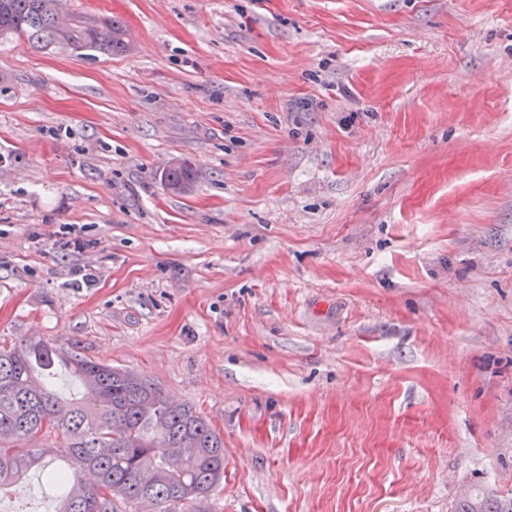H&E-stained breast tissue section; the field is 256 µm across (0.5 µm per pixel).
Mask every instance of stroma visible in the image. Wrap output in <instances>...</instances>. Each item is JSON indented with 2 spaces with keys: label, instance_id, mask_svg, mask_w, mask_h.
Segmentation results:
<instances>
[{
  "label": "stroma",
  "instance_id": "35a3bbf8",
  "mask_svg": "<svg viewBox=\"0 0 512 512\" xmlns=\"http://www.w3.org/2000/svg\"><path fill=\"white\" fill-rule=\"evenodd\" d=\"M68 8L132 49L0 43V347L193 405L224 438L205 512L511 493L512 0ZM60 495L37 470L0 512ZM192 168L187 159L177 161L170 166L164 175L165 185L171 190H181L191 182Z\"/></svg>",
  "mask_w": 512,
  "mask_h": 512
}]
</instances>
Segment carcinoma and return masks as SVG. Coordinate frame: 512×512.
Returning <instances> with one entry per match:
<instances>
[{"label":"carcinoma","mask_w":512,"mask_h":512,"mask_svg":"<svg viewBox=\"0 0 512 512\" xmlns=\"http://www.w3.org/2000/svg\"><path fill=\"white\" fill-rule=\"evenodd\" d=\"M25 38L42 49L77 55L126 52L125 28L110 17H77L61 25L55 0H0V40ZM186 159L169 167L165 185L191 182ZM81 385L79 398L54 389L55 370ZM56 446L25 448L40 432ZM62 486L57 512H115L114 499L133 504L143 493L157 512L203 501L224 480V438L192 406L170 400L154 382L43 339L0 350V489L43 466ZM454 512H512V494L462 490Z\"/></svg>","instance_id":"carcinoma-1"}]
</instances>
